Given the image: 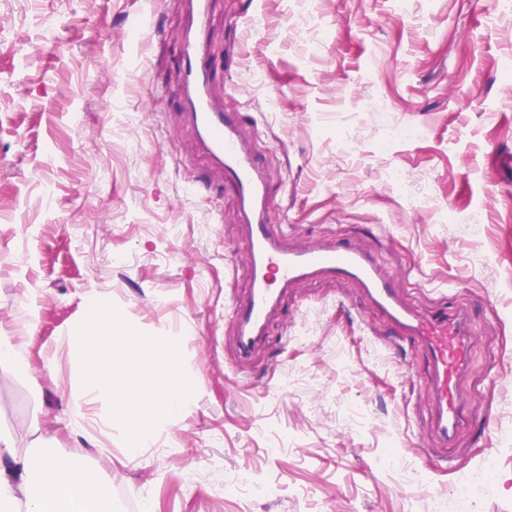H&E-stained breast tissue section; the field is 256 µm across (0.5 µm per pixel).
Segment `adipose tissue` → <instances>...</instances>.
Returning a JSON list of instances; mask_svg holds the SVG:
<instances>
[{"mask_svg": "<svg viewBox=\"0 0 512 512\" xmlns=\"http://www.w3.org/2000/svg\"><path fill=\"white\" fill-rule=\"evenodd\" d=\"M110 483L92 480L82 456L23 452L0 432V512H104Z\"/></svg>", "mask_w": 512, "mask_h": 512, "instance_id": "adipose-tissue-1", "label": "adipose tissue"}]
</instances>
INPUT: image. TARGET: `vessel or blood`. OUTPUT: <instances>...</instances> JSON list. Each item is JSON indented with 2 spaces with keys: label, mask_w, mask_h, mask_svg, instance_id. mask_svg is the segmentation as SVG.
<instances>
[{
  "label": "vessel or blood",
  "mask_w": 512,
  "mask_h": 512,
  "mask_svg": "<svg viewBox=\"0 0 512 512\" xmlns=\"http://www.w3.org/2000/svg\"><path fill=\"white\" fill-rule=\"evenodd\" d=\"M212 2L186 0L188 22L177 52L181 82L175 94L200 149L223 172L240 204L250 288L246 297L231 304L239 357L248 358L262 342L270 317L294 283L311 278L356 281L396 331L410 338L425 358L435 402V427L443 439H451L466 423L459 381L471 365L475 343L466 311L432 309L415 314L401 301L393 275L359 246L346 241L334 239L302 248L289 245L288 225L270 219L273 198L269 183L242 115L224 106L213 89Z\"/></svg>",
  "instance_id": "b4317fda"
}]
</instances>
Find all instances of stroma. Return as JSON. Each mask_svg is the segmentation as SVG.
<instances>
[{"label": "stroma", "mask_w": 512, "mask_h": 512, "mask_svg": "<svg viewBox=\"0 0 512 512\" xmlns=\"http://www.w3.org/2000/svg\"><path fill=\"white\" fill-rule=\"evenodd\" d=\"M0 0V432L85 456L150 512H438L488 456L475 512H512V12L499 0H217L224 103L261 134L292 246L355 241L422 311H467L470 423L434 425L425 359L351 281L294 285L248 361L240 208L174 97L183 0ZM82 123L72 128L71 113ZM391 127L416 130L387 141ZM55 189L45 203L43 183ZM482 214L483 230L461 219ZM175 337L193 391L131 462L67 338L94 303ZM84 417L75 420L72 408ZM427 475L407 482L409 467ZM193 468L196 483L183 481ZM250 472L258 493L225 495Z\"/></svg>", "instance_id": "1"}]
</instances>
